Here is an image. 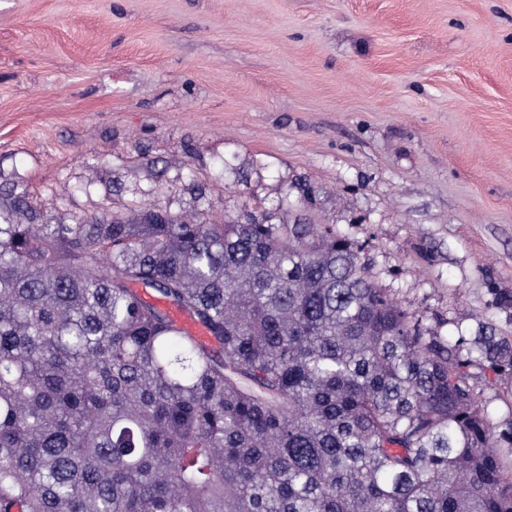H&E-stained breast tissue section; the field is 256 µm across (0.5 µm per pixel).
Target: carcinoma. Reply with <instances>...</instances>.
<instances>
[{
	"label": "carcinoma",
	"instance_id": "obj_1",
	"mask_svg": "<svg viewBox=\"0 0 512 512\" xmlns=\"http://www.w3.org/2000/svg\"><path fill=\"white\" fill-rule=\"evenodd\" d=\"M465 343L280 201L50 217L0 182V512H512L467 371L512 344ZM143 295L146 299L152 300V302L157 306L167 309L170 320L175 326L194 336L200 343L207 344L210 342L208 330L198 321L194 320L190 315L173 305H169L159 298H149L151 295L147 293H144Z\"/></svg>",
	"mask_w": 512,
	"mask_h": 512
}]
</instances>
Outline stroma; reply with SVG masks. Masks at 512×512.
Wrapping results in <instances>:
<instances>
[{"mask_svg": "<svg viewBox=\"0 0 512 512\" xmlns=\"http://www.w3.org/2000/svg\"><path fill=\"white\" fill-rule=\"evenodd\" d=\"M0 177L51 215L288 197L443 339L512 341V0H0ZM498 430L512 367H470Z\"/></svg>", "mask_w": 512, "mask_h": 512, "instance_id": "stroma-1", "label": "stroma"}]
</instances>
